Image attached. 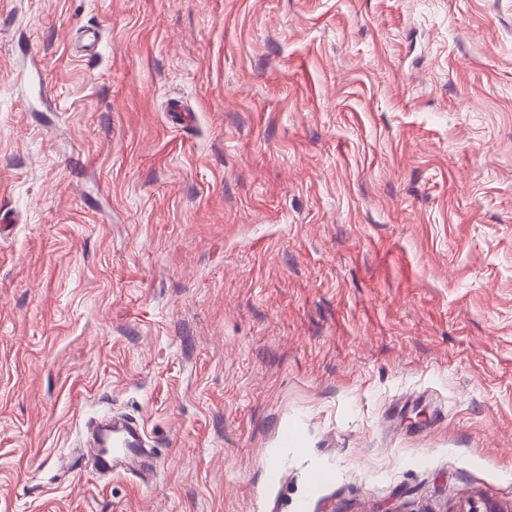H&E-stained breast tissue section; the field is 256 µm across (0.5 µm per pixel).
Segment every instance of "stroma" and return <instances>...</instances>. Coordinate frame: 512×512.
Wrapping results in <instances>:
<instances>
[{"mask_svg": "<svg viewBox=\"0 0 512 512\" xmlns=\"http://www.w3.org/2000/svg\"><path fill=\"white\" fill-rule=\"evenodd\" d=\"M0 218V512L512 504V0H0ZM88 431L79 457L101 474H112L122 467L138 470L151 461L144 424L137 419L112 416L94 421Z\"/></svg>", "mask_w": 512, "mask_h": 512, "instance_id": "1", "label": "stroma"}]
</instances>
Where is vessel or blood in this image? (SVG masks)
<instances>
[{
    "label": "vessel or blood",
    "mask_w": 512,
    "mask_h": 512,
    "mask_svg": "<svg viewBox=\"0 0 512 512\" xmlns=\"http://www.w3.org/2000/svg\"><path fill=\"white\" fill-rule=\"evenodd\" d=\"M89 431L79 457L99 473L110 474L122 467L137 470L151 460L144 425L139 420L115 416L93 422Z\"/></svg>",
    "instance_id": "1"
}]
</instances>
